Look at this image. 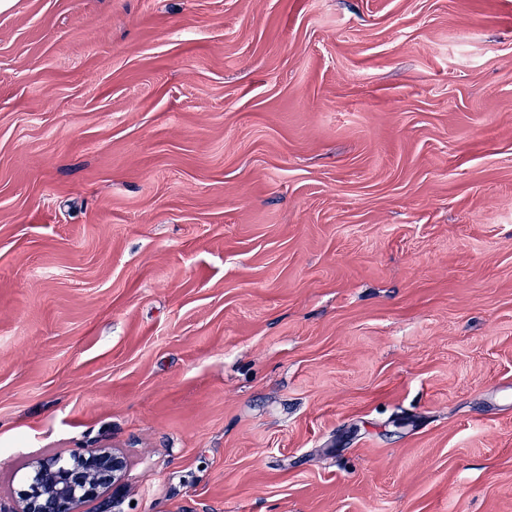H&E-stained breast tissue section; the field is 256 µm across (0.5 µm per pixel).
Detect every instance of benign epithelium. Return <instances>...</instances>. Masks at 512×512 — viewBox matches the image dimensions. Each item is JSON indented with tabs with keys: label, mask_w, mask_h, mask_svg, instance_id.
<instances>
[{
	"label": "benign epithelium",
	"mask_w": 512,
	"mask_h": 512,
	"mask_svg": "<svg viewBox=\"0 0 512 512\" xmlns=\"http://www.w3.org/2000/svg\"><path fill=\"white\" fill-rule=\"evenodd\" d=\"M127 467L124 453L107 446L36 460L16 512H83V505L95 500L107 506L108 492L121 483Z\"/></svg>",
	"instance_id": "7a95c632"
}]
</instances>
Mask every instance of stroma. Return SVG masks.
<instances>
[{"instance_id": "1", "label": "stroma", "mask_w": 512, "mask_h": 512, "mask_svg": "<svg viewBox=\"0 0 512 512\" xmlns=\"http://www.w3.org/2000/svg\"><path fill=\"white\" fill-rule=\"evenodd\" d=\"M512 512V0L0 8V512ZM27 489L19 493L16 512H83L90 501L103 500L118 486L128 467L127 457L116 448H80L64 458L32 462Z\"/></svg>"}]
</instances>
